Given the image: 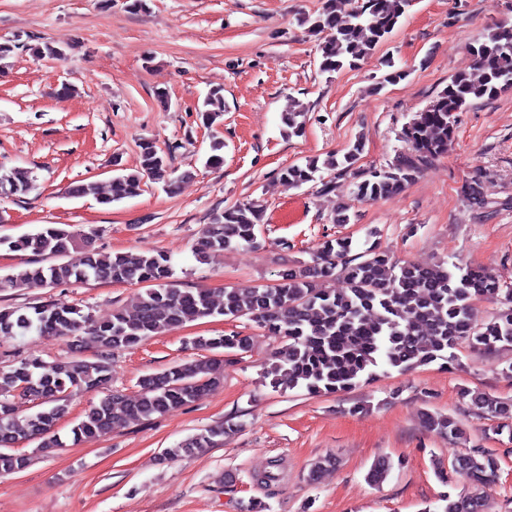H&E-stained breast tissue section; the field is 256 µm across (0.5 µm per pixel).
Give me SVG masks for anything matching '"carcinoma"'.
<instances>
[{"label": "carcinoma", "instance_id": "cac0c4a2", "mask_svg": "<svg viewBox=\"0 0 512 512\" xmlns=\"http://www.w3.org/2000/svg\"><path fill=\"white\" fill-rule=\"evenodd\" d=\"M412 0H362L348 11L346 0H327L319 12L298 18L299 26L318 37L319 72L333 75L353 69L384 44ZM32 57L62 60L65 50L52 42L26 45ZM474 72L454 76L447 88L403 129L408 150L392 162L371 167L356 184L355 196L366 202L388 200L400 195L424 168L448 151L454 137L455 114L475 102L488 100L512 89V24L500 23L486 29L471 48ZM203 124L213 127L223 122L224 96L209 92L198 107ZM307 109L289 101L281 115L284 132L302 134ZM206 164L224 162V139L213 136ZM364 150L357 140L341 151L319 161L292 164L282 169L280 179L298 188L316 179V174L349 172ZM140 170L112 177L108 191L95 182H79L68 187L73 198L93 196L99 204L140 195L147 178H162L167 172L164 153L151 142L142 145ZM35 187L32 171L0 166V194L25 195ZM264 210L255 202L238 203L212 214L193 245L195 255L209 259L224 250L259 245L257 226ZM97 229L71 231L48 224L39 231L17 238L0 237V246L12 252L60 258L77 241L84 252L76 262L54 263L19 270L0 278V289L24 286L83 283L139 285L144 288L132 317L122 311L106 321H97L80 307L64 302L0 309V336L14 337L29 331L44 336L75 339V357L52 363L22 361L0 373V475L25 469L30 458L14 450L21 441L37 440L48 451L63 446L52 427L67 412L65 393L71 387L95 390L112 378V351L132 350L151 336L188 322L222 316L226 320L245 318L283 342L272 357L264 378L274 388H304L310 393L346 392L372 378L378 367L406 370L436 360L451 363L463 343L484 350L512 344V313L500 314L486 323H477L473 303L479 299H512V289H504L489 270L461 268L455 264L433 267L414 262H397L371 245L352 253L347 238L327 240L309 261H299L283 271L278 283L242 286L224 290L221 305L214 304L208 291L183 288L173 279L170 260L162 253L137 255L119 253L100 256L92 244ZM340 277L346 288L338 292L326 283ZM88 337L96 347L93 359L79 356L81 339ZM197 349L212 352L190 362L176 364L161 372L143 376L137 398L127 400L109 394L90 406L71 428L72 442L95 439L128 419L163 415L202 398L216 385L224 371L222 355L249 348L248 338L238 332L217 337H197ZM30 400L42 399L45 409L18 418L12 398L15 392ZM473 405L494 418L511 419L512 402L489 394L472 398ZM426 427L450 439L462 438L463 431L451 415L426 411ZM233 424L224 422L192 435L162 454L163 460L203 452L219 445ZM392 469L386 457L377 458L367 474L369 481L382 482ZM450 472L476 486L495 481L499 471L497 456L484 448H468L457 455ZM440 512H484L485 499L479 493L445 495Z\"/></svg>", "mask_w": 512, "mask_h": 512}]
</instances>
